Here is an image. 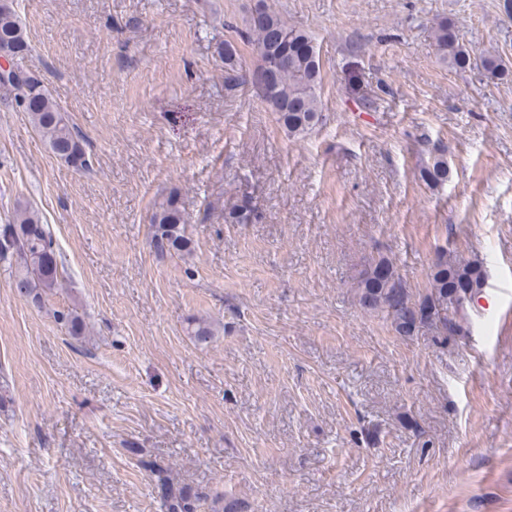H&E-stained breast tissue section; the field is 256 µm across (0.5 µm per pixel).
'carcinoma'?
<instances>
[{
	"label": "carcinoma",
	"instance_id": "carcinoma-1",
	"mask_svg": "<svg viewBox=\"0 0 512 512\" xmlns=\"http://www.w3.org/2000/svg\"><path fill=\"white\" fill-rule=\"evenodd\" d=\"M434 35L440 58L448 66L455 69L480 66L490 77L500 76L502 68L496 57L472 60L454 25L440 23ZM239 37L253 47L258 65L250 76L243 79L234 76L232 81L251 86L277 112L288 134H301L314 126L322 112L317 94L321 72L319 52L311 35L288 25L264 0H258ZM5 40L14 43L19 60L30 52L24 28L15 12L0 14V41ZM16 75L15 79L0 81V88L30 115L33 127L57 158L76 171L90 170L92 156L74 132L67 112L36 77L24 80L20 68L16 69ZM421 176L433 184L446 180L448 165L442 152L430 151V163L421 170ZM254 218L255 208L246 197L224 211V221L233 224H246ZM150 224L151 247L158 256L192 251L177 198L170 196L156 206ZM0 264L11 273L17 294L38 307L43 304V295L59 283L64 263L60 261L49 225L43 223L39 213L26 202L16 201L12 223L0 228ZM484 282L481 265L454 253L442 252L433 265L430 287L425 294L416 297L394 264L381 257L370 260L360 270L357 297L363 308L385 312L398 334L411 336L417 328L426 325L446 344L448 337L462 336L467 331L468 309ZM56 317L70 335L77 338L83 335V321L77 314L58 311ZM191 335L203 344L210 341L213 330L206 321L195 319L191 322ZM144 467L156 477L164 512H200V498L170 483L163 468L153 462L144 463Z\"/></svg>",
	"mask_w": 512,
	"mask_h": 512
}]
</instances>
